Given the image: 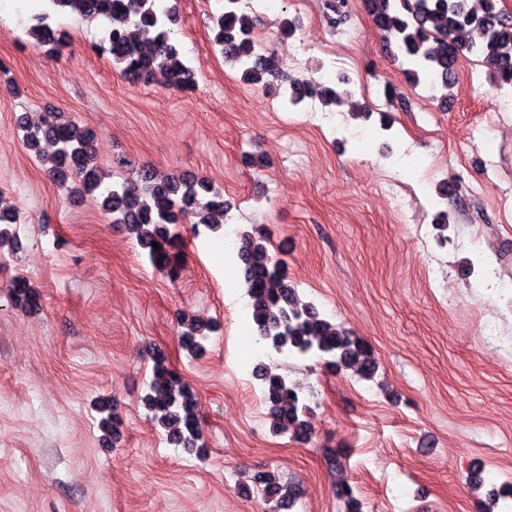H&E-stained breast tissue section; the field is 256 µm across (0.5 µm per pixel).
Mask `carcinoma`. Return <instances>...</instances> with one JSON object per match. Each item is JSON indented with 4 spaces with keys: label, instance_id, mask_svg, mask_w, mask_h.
<instances>
[{
    "label": "carcinoma",
    "instance_id": "obj_1",
    "mask_svg": "<svg viewBox=\"0 0 512 512\" xmlns=\"http://www.w3.org/2000/svg\"><path fill=\"white\" fill-rule=\"evenodd\" d=\"M477 12L468 0H365V8L386 46L396 49L394 59L406 80L414 85L425 83L440 93V105L448 101L456 81L458 62L467 55L481 59L497 94L512 89V17L498 7L499 0H482ZM61 11L80 16L101 15L118 26L108 31L103 51L124 79L132 84L148 83L156 75L164 79L168 89L187 92L197 87L195 70L186 64L180 42L174 37L175 23L167 6L158 0H50ZM237 0H224V11L213 17V43L220 47L224 63L242 69L244 80L267 86L284 78L279 61L273 55L259 56L252 46L253 20L236 7ZM347 0H326V18L339 27L348 18ZM30 34L36 44L50 54H61L66 40L61 30L53 27L51 15L34 16ZM317 95L325 106L345 103L338 86L306 81L293 85L288 102L299 105L305 98ZM25 147L50 165L53 178L62 186L69 180L80 183L79 193L92 195L101 191L103 211L127 226L152 265L166 275L178 274L174 260L183 224L216 232L227 220L224 194L210 182L195 177L171 176L159 179L152 168L143 166L135 175L139 192H131L119 183L102 189L105 176L93 158L95 132L72 119L44 118L29 112L20 118ZM16 223L11 212L0 211V254L18 248L16 236L7 226ZM158 243L154 249L152 243ZM237 260L251 299L250 318L255 338L270 353H288L298 358L323 361L337 370H350L371 379L379 369L373 349L364 341L346 334L329 321L311 303L301 301L288 280L282 260L270 252L269 236L264 231L239 233L236 239ZM16 304L38 307L40 293L27 279L18 278L13 285ZM182 346L192 352L203 348L207 333L219 329L181 320ZM153 377L143 402L154 422L167 432L176 445L196 447L202 431L195 415L197 393L183 375L172 367L161 351L153 357ZM255 373L262 382L265 403L269 407L272 430L292 434L295 440L307 436L306 415L314 392L308 393L277 372V368L259 363ZM100 428L116 434L122 424L119 416L103 406ZM267 495L274 499L276 512L292 508L297 502L295 488L281 483L267 471L258 475ZM346 512H363L353 486L338 487ZM493 512H512V487L490 493Z\"/></svg>",
    "mask_w": 512,
    "mask_h": 512
}]
</instances>
